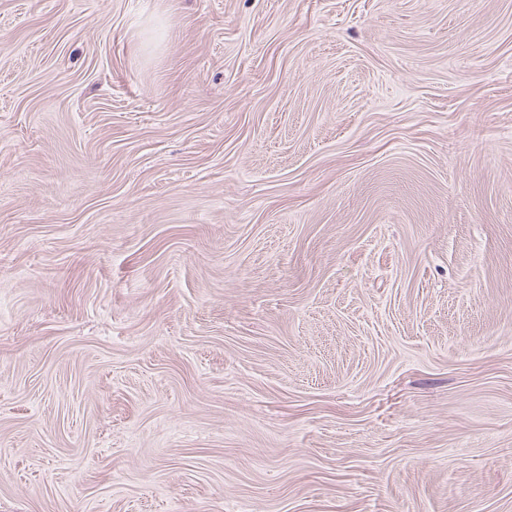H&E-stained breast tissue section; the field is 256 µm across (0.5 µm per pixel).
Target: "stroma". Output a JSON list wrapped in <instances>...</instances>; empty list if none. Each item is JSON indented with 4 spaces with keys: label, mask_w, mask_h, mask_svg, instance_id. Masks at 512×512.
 Returning a JSON list of instances; mask_svg holds the SVG:
<instances>
[{
    "label": "stroma",
    "mask_w": 512,
    "mask_h": 512,
    "mask_svg": "<svg viewBox=\"0 0 512 512\" xmlns=\"http://www.w3.org/2000/svg\"><path fill=\"white\" fill-rule=\"evenodd\" d=\"M0 512H512V0H0Z\"/></svg>",
    "instance_id": "1"
}]
</instances>
